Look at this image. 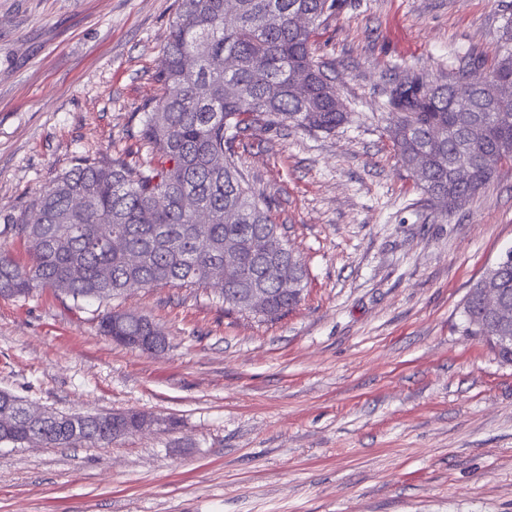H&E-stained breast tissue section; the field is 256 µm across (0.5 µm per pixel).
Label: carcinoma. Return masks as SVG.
<instances>
[{
	"label": "carcinoma",
	"instance_id": "obj_1",
	"mask_svg": "<svg viewBox=\"0 0 512 512\" xmlns=\"http://www.w3.org/2000/svg\"><path fill=\"white\" fill-rule=\"evenodd\" d=\"M342 0H177L156 74L159 93L139 108V136L148 149L135 168L108 153L84 157L41 188L18 212L0 217V295L29 296L50 288L76 306L95 301L99 332L133 347L162 330L144 315L112 310V300L130 290L178 285L210 287L224 311L240 313L248 288L267 293L264 317L275 319L301 298L306 270L288 242L267 260L254 256L256 237H282L273 203L252 187L235 159L234 143L247 131L290 130L332 134L348 112L336 86L315 58L317 30ZM298 14L309 26L298 28ZM196 59L188 70L184 59ZM234 61L228 70L227 59ZM484 62L459 60L455 78L440 84L424 73L390 83L384 108L387 132L403 167L417 178L428 199L444 210L464 207L495 175L512 163V102L498 87L512 83V22L487 77L474 80ZM307 72L295 90L292 76ZM459 94L465 112L451 108ZM442 134L441 138L434 133ZM235 216L234 222L226 216ZM23 241L29 254L17 262L8 238ZM123 248L112 247V238ZM237 247L236 266L224 269V243ZM498 280L512 299V263L498 264L470 289L467 329L497 357L512 363V345L483 331L477 301L488 280ZM127 411L120 420L78 413L32 414L23 400L0 392V444L49 448L89 444L106 447L145 426L161 427Z\"/></svg>",
	"mask_w": 512,
	"mask_h": 512
}]
</instances>
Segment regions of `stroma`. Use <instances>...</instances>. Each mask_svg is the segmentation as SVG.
Segmentation results:
<instances>
[{"label":"stroma","mask_w":512,"mask_h":512,"mask_svg":"<svg viewBox=\"0 0 512 512\" xmlns=\"http://www.w3.org/2000/svg\"><path fill=\"white\" fill-rule=\"evenodd\" d=\"M177 0H0V216L85 154L148 157ZM512 0H343L316 56L336 134L236 141L307 278L275 321L209 289L135 290L169 348L101 336L94 304L0 296V391L58 412L173 419L108 447L0 444V512H512V364L466 331L473 284L512 249V166L440 212L385 132L394 77L492 59Z\"/></svg>","instance_id":"35a3bbf8"}]
</instances>
